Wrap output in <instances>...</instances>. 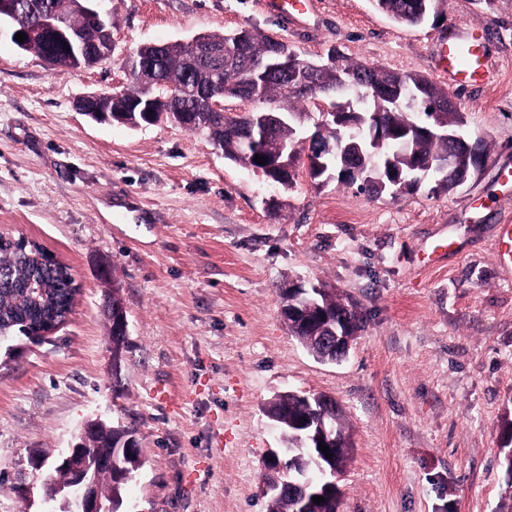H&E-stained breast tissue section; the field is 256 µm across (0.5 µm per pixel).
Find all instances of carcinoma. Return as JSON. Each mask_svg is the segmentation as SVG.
Returning <instances> with one entry per match:
<instances>
[{"mask_svg":"<svg viewBox=\"0 0 512 512\" xmlns=\"http://www.w3.org/2000/svg\"><path fill=\"white\" fill-rule=\"evenodd\" d=\"M377 9L397 23L416 26L423 22L432 10L434 0H373ZM212 41L224 43V63L220 72H212L211 66L198 55L192 44L176 43L162 51L157 57L152 83L136 79L137 89L126 91L112 99L113 122L128 127L147 126L154 114L131 112L129 106L138 99L155 97L164 101L169 109L167 118L195 131L206 133L224 151V157L260 173L284 189L293 185L296 162L301 154L306 158L322 161L320 156L326 144L335 146V154L329 157L328 168L309 165L310 178L318 179L332 172L345 183L352 182L349 176L354 167H376L387 176L393 177L400 192L411 191L415 184L406 182V176L413 173H427L442 183L449 191L464 184L471 174L479 170L485 161L484 155H469L454 169L439 168L448 152L459 147L454 138H443L425 128L427 113H440L441 122L448 125V131L461 132L464 126L463 113L448 111V92L441 89L428 76L417 72H396L378 65H351L345 59L328 70L312 75L319 93L336 97L338 115L334 119L316 124L311 139L300 137L301 125L308 119L305 112H296L288 106L291 99H300L306 93L290 88L288 74L283 71L267 72L264 69L274 44L269 37H260L250 30H244V41L236 45L229 34L207 35ZM30 50L47 62L51 69L69 68L71 62L59 48L42 38L34 41ZM353 77V83L344 91L338 87L345 75ZM258 78L259 94L263 100L274 104L264 110L265 117L257 119V113L223 115L208 112L205 108V93L219 88L226 97L244 99L245 87ZM194 86L198 96L189 100L194 112L182 115L176 112L177 105L167 101L169 86ZM389 87L401 89L402 97L397 105L374 97V89ZM372 114V120L381 127L384 142L379 147L364 148L360 127L362 114ZM266 158L261 165L255 156ZM35 262L25 252L0 246V336L16 333L27 336L39 329L43 315L30 310L25 304V295L33 280ZM75 283L70 269L59 264L45 277L46 287L59 299H65ZM316 305L300 315L288 317V329L302 345L315 356L320 357L315 337L336 335V320L342 317V299L330 288L316 292ZM127 317L120 297V289H112V310L110 324ZM265 412L272 418L288 413V427L283 437L287 447L292 449L283 463L289 472L298 476L313 478L306 494L297 500L289 498L288 492L268 497L267 512H336V485L324 476L336 468V462L328 459L318 448L314 438L315 425L321 420L330 423L336 414L328 404H316L311 398L289 391L269 403ZM92 447L99 455H109L114 448H125L127 453L122 462L123 470L110 476L104 474L100 487L112 493V501L123 506L125 491L134 475L143 466L137 430L131 426L106 425L92 436ZM322 496L325 501L317 504L312 498Z\"/></svg>","mask_w":512,"mask_h":512,"instance_id":"1","label":"carcinoma"}]
</instances>
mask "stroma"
<instances>
[{
    "label": "stroma",
    "instance_id": "obj_1",
    "mask_svg": "<svg viewBox=\"0 0 512 512\" xmlns=\"http://www.w3.org/2000/svg\"><path fill=\"white\" fill-rule=\"evenodd\" d=\"M303 23L262 0H102L115 51L52 70L0 33V232L36 241L81 288L48 341L0 346V512H42L43 482L84 422L135 427L143 467L125 512H266L264 408L323 394L355 442L338 512H512L500 448L512 416V269L496 227L512 224V0H436L416 26L372 0H314ZM479 30L491 76L455 89L486 154L452 192L426 178L369 197L299 172L291 189L174 123L129 128L77 112L86 94L133 89L148 43L248 29L321 61L435 77L438 39ZM455 251L431 262L435 246ZM335 289L363 315L347 357L322 363L288 331L282 288ZM120 287L128 347L112 365L105 298ZM168 400L154 398L156 388Z\"/></svg>",
    "mask_w": 512,
    "mask_h": 512
}]
</instances>
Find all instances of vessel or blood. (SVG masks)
I'll list each match as a JSON object with an SVG mask.
<instances>
[{
  "mask_svg": "<svg viewBox=\"0 0 512 512\" xmlns=\"http://www.w3.org/2000/svg\"><path fill=\"white\" fill-rule=\"evenodd\" d=\"M312 0H264L265 7L285 19L305 16ZM469 51L471 62L461 65L459 56L462 51ZM435 69L441 76L447 77L452 85L464 87L487 80V70L483 61L480 38L473 31H466L457 38L441 36L440 51Z\"/></svg>",
  "mask_w": 512,
  "mask_h": 512,
  "instance_id": "1",
  "label": "vessel or blood"
}]
</instances>
